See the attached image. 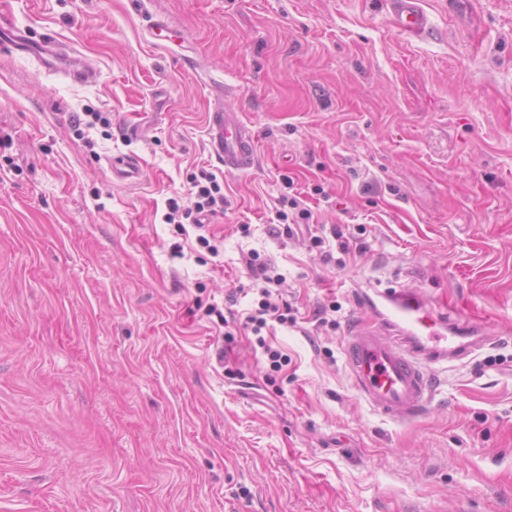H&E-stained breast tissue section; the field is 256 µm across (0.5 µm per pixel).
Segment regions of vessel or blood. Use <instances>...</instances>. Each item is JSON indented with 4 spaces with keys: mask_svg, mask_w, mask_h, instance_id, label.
Instances as JSON below:
<instances>
[{
    "mask_svg": "<svg viewBox=\"0 0 512 512\" xmlns=\"http://www.w3.org/2000/svg\"><path fill=\"white\" fill-rule=\"evenodd\" d=\"M390 18L400 31L416 35L429 27L419 0H391ZM0 46L28 53L43 67L71 79L89 82L96 67L75 61L68 49L52 41H31L24 32L0 26ZM206 146L225 169L245 171L256 161L253 133L238 113L215 106L206 118ZM113 180L139 181L142 166L130 154L109 162ZM372 304L368 319L357 320L343 345L345 366L359 395L372 409L396 421H409L427 408L433 385L429 368L447 360L468 356L484 339L480 327L448 321L445 312L431 304L418 289L383 290Z\"/></svg>",
    "mask_w": 512,
    "mask_h": 512,
    "instance_id": "1",
    "label": "vessel or blood"
}]
</instances>
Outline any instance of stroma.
<instances>
[{
  "instance_id": "1",
  "label": "stroma",
  "mask_w": 512,
  "mask_h": 512,
  "mask_svg": "<svg viewBox=\"0 0 512 512\" xmlns=\"http://www.w3.org/2000/svg\"><path fill=\"white\" fill-rule=\"evenodd\" d=\"M420 3L414 36L388 0H0V24L99 70L0 49V512H512V0ZM218 93L256 138L250 170L207 150ZM78 112L112 125L77 137ZM127 153L133 185L108 171ZM203 167L227 200L216 256L163 219ZM290 179L328 194L315 219L349 244L333 264L273 223ZM251 248L297 318L275 373L209 313L254 304ZM365 280L491 334L436 365L408 423L344 366ZM112 179L123 183H133L142 177L141 161L136 155L122 154L109 161Z\"/></svg>"
}]
</instances>
